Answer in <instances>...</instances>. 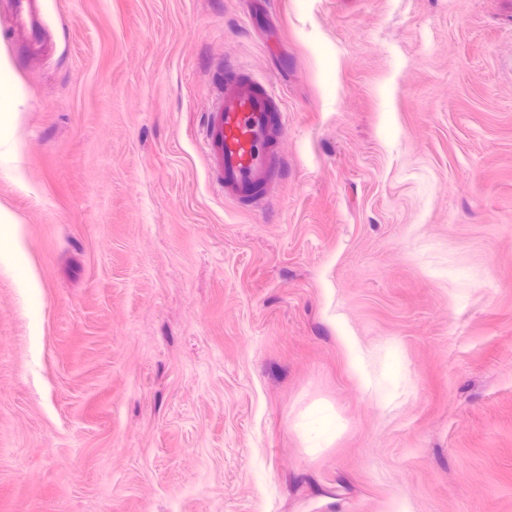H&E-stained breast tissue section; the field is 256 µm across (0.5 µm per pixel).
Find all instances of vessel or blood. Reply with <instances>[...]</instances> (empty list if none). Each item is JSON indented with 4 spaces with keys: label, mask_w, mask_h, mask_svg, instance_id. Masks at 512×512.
Returning <instances> with one entry per match:
<instances>
[{
    "label": "vessel or blood",
    "mask_w": 512,
    "mask_h": 512,
    "mask_svg": "<svg viewBox=\"0 0 512 512\" xmlns=\"http://www.w3.org/2000/svg\"><path fill=\"white\" fill-rule=\"evenodd\" d=\"M214 103L203 121V149L225 198L250 210L261 206L280 171L284 114L274 91L244 71L217 70Z\"/></svg>",
    "instance_id": "1"
}]
</instances>
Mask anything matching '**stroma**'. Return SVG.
Returning <instances> with one entry per match:
<instances>
[{
  "label": "stroma",
  "mask_w": 512,
  "mask_h": 512,
  "mask_svg": "<svg viewBox=\"0 0 512 512\" xmlns=\"http://www.w3.org/2000/svg\"><path fill=\"white\" fill-rule=\"evenodd\" d=\"M10 2L0 512H512V0H36V57ZM226 63L288 114L251 212ZM214 103L203 121V149L224 197L252 210L280 171L284 113L274 91L244 71L218 69ZM291 428L301 438L305 451L316 456L334 445L343 422L330 402L312 400L296 413Z\"/></svg>",
  "instance_id": "1"
}]
</instances>
